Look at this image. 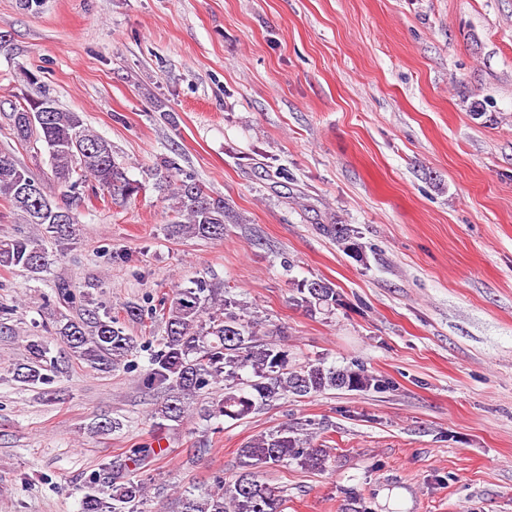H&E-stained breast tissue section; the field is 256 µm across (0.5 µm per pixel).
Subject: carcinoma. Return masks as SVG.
Segmentation results:
<instances>
[{
    "label": "carcinoma",
    "mask_w": 512,
    "mask_h": 512,
    "mask_svg": "<svg viewBox=\"0 0 512 512\" xmlns=\"http://www.w3.org/2000/svg\"><path fill=\"white\" fill-rule=\"evenodd\" d=\"M14 137L20 143L42 144L53 180L65 191L56 200L44 184L10 152L0 150V198L23 212L31 230L0 239V267L22 269L40 276L48 265L47 245L58 247L78 236V224L68 198L85 178H92L111 200L135 198L145 184L128 176L118 162L112 144L91 130L78 112L64 111L44 91L10 113ZM153 187L170 202L175 221L171 236L222 239L224 225L238 223L224 197L207 191L185 174L172 159L151 168ZM320 230L342 250L363 260L359 231L347 224H323ZM293 302L306 310L332 311L336 288L321 279L296 284ZM147 327L164 323L165 335L157 348L139 344L126 333L122 321ZM280 329L246 314V307L224 284L205 279L176 288L157 307L129 302L123 317L101 306H83L75 315L53 319L49 337L28 344L27 361L14 373L23 383L37 385L59 373L51 344L65 348L69 357L101 372L132 367L139 349L149 351V365L142 386L160 395L150 418L159 429L194 422L244 420L290 395L305 398L330 390L365 391L383 388L380 380L359 364L326 367L308 361L294 365L288 347L274 340ZM159 452L135 448L123 458L100 465L105 481L89 482L82 496V512H146L149 485L139 475L152 467ZM330 455L312 446L298 430L283 426L247 441L238 452L235 477H214L204 494L186 491L177 497L179 512H284L286 499L278 488L262 478L267 469L292 464L322 472Z\"/></svg>",
    "instance_id": "cac0c4a2"
}]
</instances>
